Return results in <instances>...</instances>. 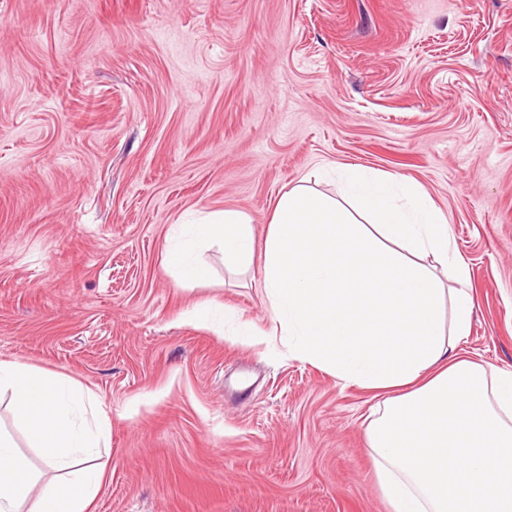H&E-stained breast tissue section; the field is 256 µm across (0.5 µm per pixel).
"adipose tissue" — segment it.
<instances>
[{"mask_svg":"<svg viewBox=\"0 0 512 512\" xmlns=\"http://www.w3.org/2000/svg\"><path fill=\"white\" fill-rule=\"evenodd\" d=\"M336 178L335 198L285 192L263 241L224 211L176 225L166 257L191 281L204 246H222L232 272L261 256L272 332L376 400L367 436L388 512H512V370L461 351L475 298L451 225L406 180L361 166ZM2 393L41 465L0 426V512H91L103 473L89 461L108 445V419L86 421L90 398L72 378L15 360H0ZM45 472L55 478L43 485Z\"/></svg>","mask_w":512,"mask_h":512,"instance_id":"ef3b65f1","label":"adipose tissue"}]
</instances>
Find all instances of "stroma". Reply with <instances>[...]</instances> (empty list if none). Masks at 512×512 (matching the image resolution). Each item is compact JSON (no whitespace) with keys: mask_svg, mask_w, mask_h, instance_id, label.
Returning <instances> with one entry per match:
<instances>
[{"mask_svg":"<svg viewBox=\"0 0 512 512\" xmlns=\"http://www.w3.org/2000/svg\"><path fill=\"white\" fill-rule=\"evenodd\" d=\"M420 184L512 370V0H0V360L111 422L93 512H388L370 394L271 335L262 264H164L221 210L265 235L322 167ZM213 300L261 343L191 320Z\"/></svg>","mask_w":512,"mask_h":512,"instance_id":"1","label":"stroma"}]
</instances>
